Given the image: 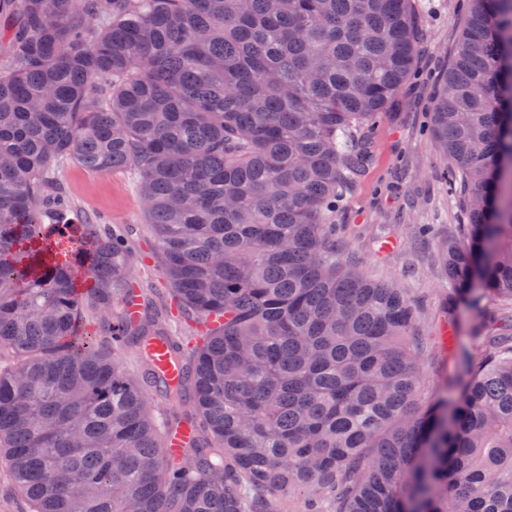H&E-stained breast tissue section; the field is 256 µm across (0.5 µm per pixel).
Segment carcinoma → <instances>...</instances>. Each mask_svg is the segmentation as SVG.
I'll list each match as a JSON object with an SVG mask.
<instances>
[{"label": "carcinoma", "instance_id": "obj_1", "mask_svg": "<svg viewBox=\"0 0 512 512\" xmlns=\"http://www.w3.org/2000/svg\"><path fill=\"white\" fill-rule=\"evenodd\" d=\"M421 48L415 0H0V456L32 512H512V335L424 402L414 306L336 249ZM511 63L512 0H472L433 112L463 301H512ZM67 159L140 180L202 325L176 384L145 351L168 314L112 315L123 239L63 221ZM147 384L195 431L179 462Z\"/></svg>", "mask_w": 512, "mask_h": 512}]
</instances>
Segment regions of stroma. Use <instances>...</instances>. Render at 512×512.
Here are the masks:
<instances>
[{"instance_id": "stroma-1", "label": "stroma", "mask_w": 512, "mask_h": 512, "mask_svg": "<svg viewBox=\"0 0 512 512\" xmlns=\"http://www.w3.org/2000/svg\"><path fill=\"white\" fill-rule=\"evenodd\" d=\"M418 6L424 42L417 69L403 88L400 111L378 122L371 160L341 198L336 221L345 228L342 260L416 303L420 393L427 399L448 389L461 352L476 354L480 343L471 336L473 313L448 306L451 289L440 258L446 241L457 239L462 218L439 177L443 161L427 128L434 84L457 49L469 2L419 0ZM59 183L72 216L97 218L124 234L133 285L149 302L172 310L139 180L125 170L100 174L71 162L61 168Z\"/></svg>"}]
</instances>
